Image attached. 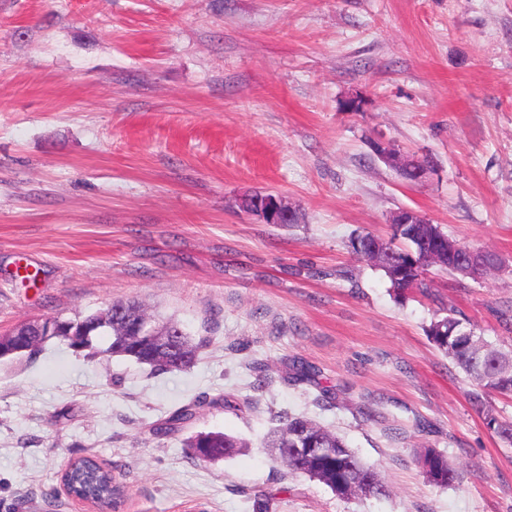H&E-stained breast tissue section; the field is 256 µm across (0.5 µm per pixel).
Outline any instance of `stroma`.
Returning <instances> with one entry per match:
<instances>
[{"mask_svg": "<svg viewBox=\"0 0 512 512\" xmlns=\"http://www.w3.org/2000/svg\"><path fill=\"white\" fill-rule=\"evenodd\" d=\"M378 141L433 172L407 182ZM256 190L301 223L244 212ZM403 208L500 268L395 290L351 239ZM130 298L206 347L162 374L56 339L1 360L0 512H93L61 483L85 452L122 476L120 512H251L260 492L271 512H512V447L426 333L453 309L512 350V0H0V334ZM296 360L316 384L287 381ZM283 413L342 436L389 496L273 461ZM208 431L246 447L198 461L183 441ZM425 446L452 485L428 483ZM205 401L195 399L175 410L162 423L153 428V433L159 436H169L177 431L182 425L193 419L198 410L203 407ZM422 469L433 486L445 488L451 485L456 477L453 465L433 448H423L419 453Z\"/></svg>", "mask_w": 512, "mask_h": 512, "instance_id": "1", "label": "stroma"}]
</instances>
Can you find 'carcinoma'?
I'll return each mask as SVG.
<instances>
[{
	"label": "carcinoma",
	"mask_w": 512,
	"mask_h": 512,
	"mask_svg": "<svg viewBox=\"0 0 512 512\" xmlns=\"http://www.w3.org/2000/svg\"><path fill=\"white\" fill-rule=\"evenodd\" d=\"M422 227L409 224L394 230V237L403 239L410 251L418 253ZM426 265L410 264L402 272L387 274L392 286L402 292L429 288L424 277ZM126 317L103 325L100 319L87 314L82 317L85 338L67 340V346L88 357L100 354L122 356L158 372L171 371L169 353L161 350L155 338L137 339L131 334L132 325L144 315L136 301L125 303ZM101 335L109 336L110 343L102 348L98 344ZM182 336V359L189 368L196 353L206 343V338L194 339L187 333ZM428 336L435 346L474 382L476 391L471 394L472 403L481 412L486 425L507 446L512 445V422L499 419L495 408L485 400L489 394L512 396V352L505 353L488 345L473 329L463 325L454 311L431 323ZM204 402L195 399L175 410L162 423L153 428L159 436H169L193 419ZM281 426L268 437L266 446L276 450V459L299 475L326 485L340 498L383 497L390 493L378 469L363 462L335 432L301 416L285 415ZM184 446L192 450V456L203 462H215L237 454L246 444L238 437L222 431L200 432L188 438ZM286 448L309 449L297 455H284ZM422 469L433 486L446 488L456 477L453 465L433 448L419 453ZM66 485L73 496L93 504L98 512H116L121 499L120 477L112 470L85 456L70 462L66 469Z\"/></svg>",
	"instance_id": "carcinoma-1"
}]
</instances>
